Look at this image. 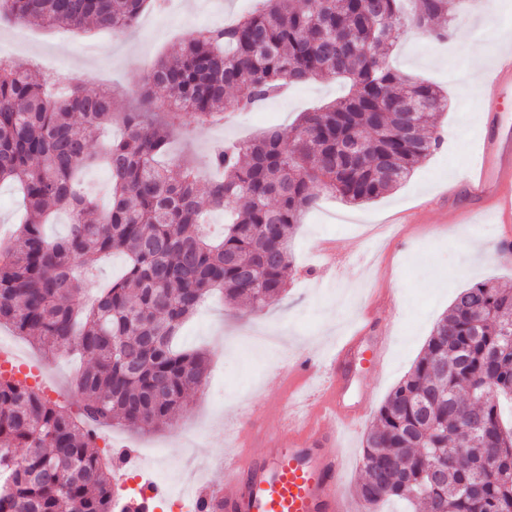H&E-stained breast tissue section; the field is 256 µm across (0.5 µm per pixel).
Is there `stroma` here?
Listing matches in <instances>:
<instances>
[{
	"label": "stroma",
	"instance_id": "1",
	"mask_svg": "<svg viewBox=\"0 0 512 512\" xmlns=\"http://www.w3.org/2000/svg\"><path fill=\"white\" fill-rule=\"evenodd\" d=\"M165 13L144 11L128 33L89 29L61 31L34 24L0 22V42L16 45L17 58H38L46 81L60 70L81 76L87 90L115 89L119 109L140 106L141 87L151 66L195 30L221 26L252 13L258 0H169ZM512 31V0H473L452 25V37L435 40L428 32L401 31L391 53L392 65L413 78L439 86L448 96L438 113V150L419 163L411 176L383 196L350 204L321 196L304 213L292 237V264L283 299L254 315L218 298L207 299L180 331L179 344L207 349L209 372L167 424L147 432L112 428L113 442L137 450L163 449L161 465L146 478L172 473L187 464L178 441L194 437V457L224 455L231 436L252 430L264 437L272 425L259 413L286 393L284 373L294 358L321 362L359 320L370 328L348 367L347 401L374 416L394 386L422 352L436 321L458 292L491 281L512 288V264L495 258L504 225L486 221L458 228L445 219L441 192L456 181L474 147L472 135L483 110L468 82V63L492 54ZM342 95L337 80L319 79L284 91L254 111L221 125L186 118L171 140V160L205 168L217 143L234 145L271 128L296 123L300 114ZM270 332L282 336L275 349L254 354L240 345L243 336ZM388 333V350L378 368L363 365L376 336ZM19 344L36 365L60 380L49 399L79 412L82 397L75 378L84 361L71 353L45 357L26 337Z\"/></svg>",
	"mask_w": 512,
	"mask_h": 512
}]
</instances>
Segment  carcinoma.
Masks as SVG:
<instances>
[{
	"mask_svg": "<svg viewBox=\"0 0 512 512\" xmlns=\"http://www.w3.org/2000/svg\"><path fill=\"white\" fill-rule=\"evenodd\" d=\"M150 0H0V22L124 33ZM237 22L191 34L154 64L142 95L164 91V116L115 112L108 91L76 77L52 92L29 64L0 63V183L16 185L25 215L0 238V326L51 353L79 350L75 414L14 378H0V512H112V455L94 450L95 427L157 428L202 384L207 359L178 349L183 324L210 293L256 313L282 299L290 239L322 193L353 204L396 188L442 143L448 99L393 69L395 32L443 39L461 0H264ZM330 76L346 93L211 156L207 198L189 165L164 168L174 125L189 113L224 118L283 88ZM123 134L101 150L100 133ZM360 140L365 151L349 154ZM105 166L110 199L81 190V171ZM228 214L223 237L202 226ZM63 210L72 224L50 240ZM127 255L124 277L82 301L102 258ZM512 288L479 282L460 291L412 369L378 408L365 439L356 492L368 512L383 500L412 512H512ZM492 456L495 465L482 460Z\"/></svg>",
	"mask_w": 512,
	"mask_h": 512,
	"instance_id": "cac0c4a2",
	"label": "carcinoma"
}]
</instances>
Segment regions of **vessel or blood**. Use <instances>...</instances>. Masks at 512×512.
Returning a JSON list of instances; mask_svg holds the SVG:
<instances>
[{
	"instance_id": "1",
	"label": "vessel or blood",
	"mask_w": 512,
	"mask_h": 512,
	"mask_svg": "<svg viewBox=\"0 0 512 512\" xmlns=\"http://www.w3.org/2000/svg\"><path fill=\"white\" fill-rule=\"evenodd\" d=\"M512 86V46L499 48L480 80L486 120L478 130L479 148L459 187L447 192L449 223L481 214L500 224L512 223V141L494 128L504 109V92ZM359 334L344 337L325 358V380L311 388L314 365L299 361L287 378L288 388L303 391L302 406L293 401L270 406L274 432L260 450L246 436L235 440L225 456L223 483L195 486V512H353L341 487L345 464L336 452L337 428H351L361 418L343 400L341 374ZM112 483L125 487L129 474L139 468V454L123 448L113 451ZM166 487L147 479L131 496L115 502L116 512H155Z\"/></svg>"
}]
</instances>
